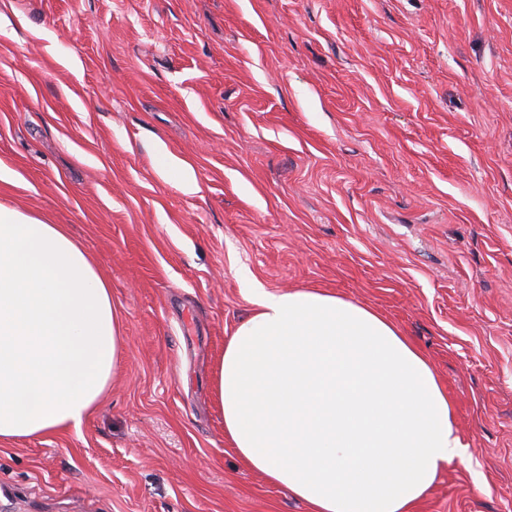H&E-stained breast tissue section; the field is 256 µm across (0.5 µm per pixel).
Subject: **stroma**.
<instances>
[{
    "label": "stroma",
    "instance_id": "35a3bbf8",
    "mask_svg": "<svg viewBox=\"0 0 512 512\" xmlns=\"http://www.w3.org/2000/svg\"><path fill=\"white\" fill-rule=\"evenodd\" d=\"M0 165L125 336L80 429L0 442V512H307L212 390L255 287L423 352L470 455L414 512H512V0H0Z\"/></svg>",
    "mask_w": 512,
    "mask_h": 512
}]
</instances>
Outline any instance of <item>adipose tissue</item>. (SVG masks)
I'll use <instances>...</instances> for the list:
<instances>
[{
	"instance_id": "1",
	"label": "adipose tissue",
	"mask_w": 512,
	"mask_h": 512,
	"mask_svg": "<svg viewBox=\"0 0 512 512\" xmlns=\"http://www.w3.org/2000/svg\"><path fill=\"white\" fill-rule=\"evenodd\" d=\"M213 390L239 458L309 512H412L469 448L423 353L319 290L254 289ZM123 316L59 224L0 205V441L77 428L122 359Z\"/></svg>"
}]
</instances>
